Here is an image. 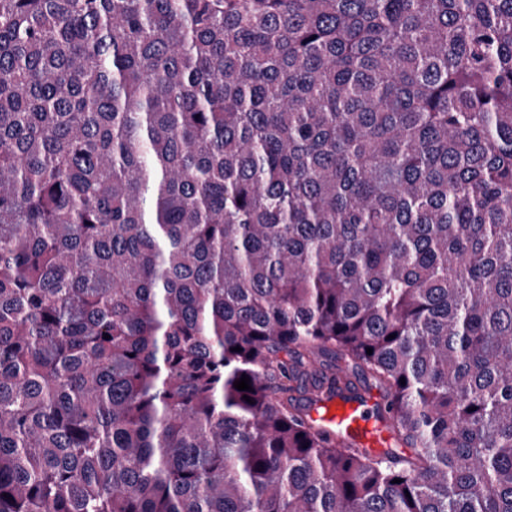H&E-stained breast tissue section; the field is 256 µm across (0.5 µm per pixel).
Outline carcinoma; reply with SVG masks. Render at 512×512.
Listing matches in <instances>:
<instances>
[{"label":"carcinoma","instance_id":"carcinoma-1","mask_svg":"<svg viewBox=\"0 0 512 512\" xmlns=\"http://www.w3.org/2000/svg\"><path fill=\"white\" fill-rule=\"evenodd\" d=\"M0 512H512V0H0ZM369 397L363 393H337L318 405L315 418L336 430V447H346L351 438L369 448H385L389 437L385 423L378 420L369 408ZM383 428L388 436H383ZM390 439V437H389Z\"/></svg>","mask_w":512,"mask_h":512}]
</instances>
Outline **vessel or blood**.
<instances>
[{
    "mask_svg": "<svg viewBox=\"0 0 512 512\" xmlns=\"http://www.w3.org/2000/svg\"><path fill=\"white\" fill-rule=\"evenodd\" d=\"M313 415L334 427L337 447H346L353 439L371 448L385 445L384 424L371 412L366 394H336L319 404Z\"/></svg>",
    "mask_w": 512,
    "mask_h": 512,
    "instance_id": "vessel-or-blood-1",
    "label": "vessel or blood"
}]
</instances>
